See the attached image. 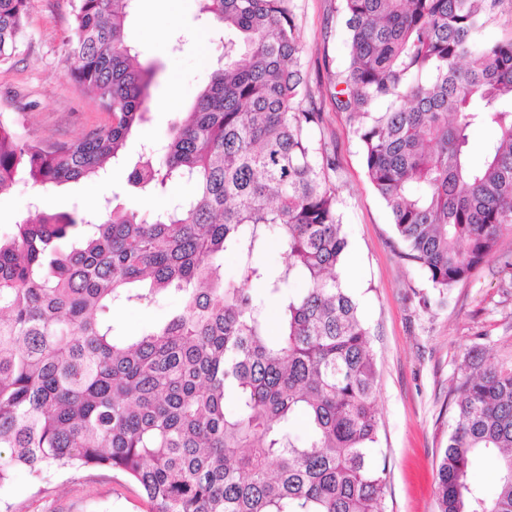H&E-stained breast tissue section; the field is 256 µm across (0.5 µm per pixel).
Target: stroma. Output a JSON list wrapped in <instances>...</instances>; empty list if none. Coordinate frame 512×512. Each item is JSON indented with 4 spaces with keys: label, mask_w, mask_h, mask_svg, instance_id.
Listing matches in <instances>:
<instances>
[{
    "label": "stroma",
    "mask_w": 512,
    "mask_h": 512,
    "mask_svg": "<svg viewBox=\"0 0 512 512\" xmlns=\"http://www.w3.org/2000/svg\"><path fill=\"white\" fill-rule=\"evenodd\" d=\"M147 3L137 0L128 36L142 61L157 64L161 73L151 89L148 120L127 142L129 163L144 147L165 144L223 51L200 0H168L160 11L148 10ZM296 5L302 62L323 113L316 135L336 156L329 177L348 240L341 276L360 302L377 359L380 428L374 461L386 467L388 512H437L435 473L454 414L449 390L461 374L464 354L476 343L497 355L512 349V288L492 257L442 297L418 266L399 256L389 212L365 176L354 128L329 97V80L347 58L341 0H296ZM71 23L70 0H30L18 53L0 65V116L21 118L24 133L36 140H70L108 121L94 95L66 75L63 40ZM128 173L127 166L116 167L105 180L80 181L54 194L51 207L93 210L113 196L149 219L194 191L182 181L142 201L129 186ZM180 303L179 295L169 293L148 307L114 309V332H148ZM148 510L137 485L109 469H48L37 475L19 470L0 488V512Z\"/></svg>",
    "instance_id": "obj_1"
}]
</instances>
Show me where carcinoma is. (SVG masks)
Returning <instances> with one entry per match:
<instances>
[{"instance_id": "1", "label": "carcinoma", "mask_w": 512, "mask_h": 512, "mask_svg": "<svg viewBox=\"0 0 512 512\" xmlns=\"http://www.w3.org/2000/svg\"><path fill=\"white\" fill-rule=\"evenodd\" d=\"M70 2L66 73L109 121L47 143L0 120V191L22 180L36 196L0 235V487L16 469L104 468L135 482L150 512H386L376 358L339 272L336 162L313 135L322 112L305 106L295 0H202L224 51L168 142L130 173L146 195L196 190L149 220L109 200L45 207L125 162L157 75L127 38L135 0ZM341 2L347 64L330 97L402 256L443 296L512 234V37L475 38L502 0ZM28 4L0 0V64L18 52ZM480 127L495 138L474 164ZM272 232L286 253L276 271L256 262ZM227 251L236 281L216 262ZM258 285L278 299L275 336ZM169 292L181 305L165 322L113 334V308ZM454 391L437 512H512V353L467 352ZM482 462L491 489L473 479Z\"/></svg>"}]
</instances>
